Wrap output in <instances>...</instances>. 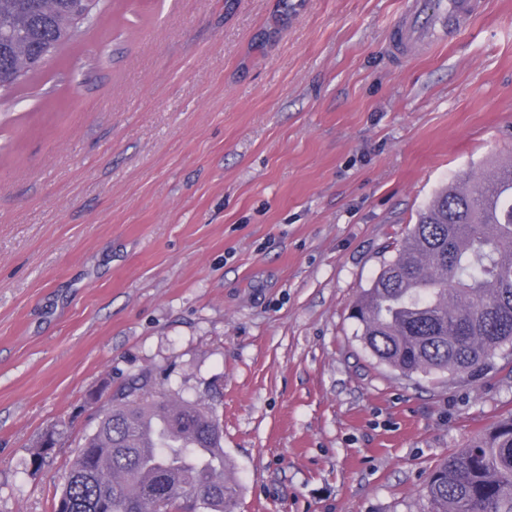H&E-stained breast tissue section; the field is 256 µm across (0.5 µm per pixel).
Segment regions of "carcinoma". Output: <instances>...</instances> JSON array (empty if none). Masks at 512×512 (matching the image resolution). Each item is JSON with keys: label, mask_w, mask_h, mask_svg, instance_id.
<instances>
[{"label": "carcinoma", "mask_w": 512, "mask_h": 512, "mask_svg": "<svg viewBox=\"0 0 512 512\" xmlns=\"http://www.w3.org/2000/svg\"><path fill=\"white\" fill-rule=\"evenodd\" d=\"M100 0H0V92L41 69ZM365 347L412 377L485 378L512 349V162L455 179L421 211L352 313ZM41 439L39 470L57 442ZM224 429L214 408L146 370L98 408L58 501L69 512H236ZM427 512H512V414L439 460Z\"/></svg>", "instance_id": "cac0c4a2"}]
</instances>
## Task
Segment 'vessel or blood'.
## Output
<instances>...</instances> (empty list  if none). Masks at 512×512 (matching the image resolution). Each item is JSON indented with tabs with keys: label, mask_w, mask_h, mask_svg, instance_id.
I'll list each match as a JSON object with an SVG mask.
<instances>
[{
	"label": "vessel or blood",
	"mask_w": 512,
	"mask_h": 512,
	"mask_svg": "<svg viewBox=\"0 0 512 512\" xmlns=\"http://www.w3.org/2000/svg\"><path fill=\"white\" fill-rule=\"evenodd\" d=\"M485 0H410L390 30V49L396 63L407 61L439 40H453L471 31L483 14Z\"/></svg>",
	"instance_id": "1"
}]
</instances>
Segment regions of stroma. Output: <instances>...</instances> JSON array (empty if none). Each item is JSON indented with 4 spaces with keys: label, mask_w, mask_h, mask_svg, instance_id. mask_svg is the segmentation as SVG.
I'll list each match as a JSON object with an SVG mask.
<instances>
[{
    "label": "stroma",
    "mask_w": 512,
    "mask_h": 512,
    "mask_svg": "<svg viewBox=\"0 0 512 512\" xmlns=\"http://www.w3.org/2000/svg\"><path fill=\"white\" fill-rule=\"evenodd\" d=\"M406 0H106L0 117V512H54L92 393L219 413L239 512H425L512 412L406 377L351 308L435 192L512 159V0L395 65ZM59 442L29 468L50 426Z\"/></svg>",
    "instance_id": "stroma-1"
}]
</instances>
